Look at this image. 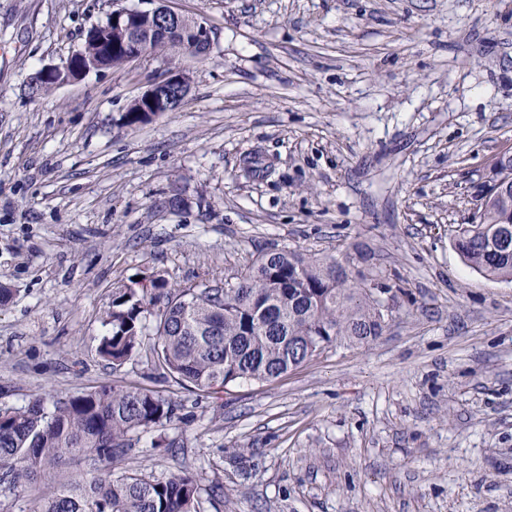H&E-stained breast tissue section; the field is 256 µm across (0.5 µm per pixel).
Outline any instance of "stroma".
Segmentation results:
<instances>
[{
    "label": "stroma",
    "instance_id": "1",
    "mask_svg": "<svg viewBox=\"0 0 512 512\" xmlns=\"http://www.w3.org/2000/svg\"><path fill=\"white\" fill-rule=\"evenodd\" d=\"M167 4L213 54L180 58L182 105L130 127L169 54L35 82L148 0H0V408L105 385L171 398L174 452L144 434L124 466L193 472L201 512H512V283L453 245L512 148V0ZM357 246L390 288L375 341L204 396L98 354L114 283Z\"/></svg>",
    "mask_w": 512,
    "mask_h": 512
}]
</instances>
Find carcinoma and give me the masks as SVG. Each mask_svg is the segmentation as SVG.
Instances as JSON below:
<instances>
[{
  "label": "carcinoma",
  "instance_id": "1",
  "mask_svg": "<svg viewBox=\"0 0 512 512\" xmlns=\"http://www.w3.org/2000/svg\"><path fill=\"white\" fill-rule=\"evenodd\" d=\"M128 48L112 42L107 21L86 34L79 53L88 71L125 64ZM512 228V194L488 190L478 220L461 224L454 246L484 277L512 283V248L500 245ZM361 254L260 253L233 283L171 284L151 273L112 289L99 355L118 368L150 355L159 374L208 395L237 382L271 383L339 340L368 343L385 317L372 289L377 278L356 277ZM153 317V341L143 319ZM176 402L148 389L102 386L47 406L34 398L0 409V506L42 480L50 490L34 512H198L199 484L187 472L164 478L125 471L112 477L143 433L166 426ZM69 463L89 474L60 477Z\"/></svg>",
  "mask_w": 512,
  "mask_h": 512
}]
</instances>
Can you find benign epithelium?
<instances>
[{"instance_id":"1","label":"benign epithelium","mask_w":512,"mask_h":512,"mask_svg":"<svg viewBox=\"0 0 512 512\" xmlns=\"http://www.w3.org/2000/svg\"><path fill=\"white\" fill-rule=\"evenodd\" d=\"M157 5L149 9L130 10L117 8L112 11V26L119 30L124 44L133 47L127 62H133L150 53V43L154 35L180 39L184 30H189L190 38L181 39V51L195 59L211 55L213 43L207 29L197 21L186 27L185 16L166 6V0H155ZM190 89L188 74L169 71L159 77L146 91L133 99L142 112H157L164 97H169L167 110H175Z\"/></svg>"}]
</instances>
